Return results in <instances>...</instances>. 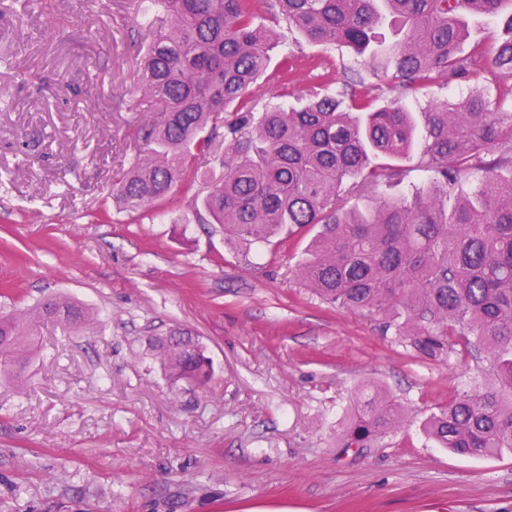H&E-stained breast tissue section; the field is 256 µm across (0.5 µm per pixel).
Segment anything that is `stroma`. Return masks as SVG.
I'll return each mask as SVG.
<instances>
[{"label": "stroma", "instance_id": "1", "mask_svg": "<svg viewBox=\"0 0 512 512\" xmlns=\"http://www.w3.org/2000/svg\"><path fill=\"white\" fill-rule=\"evenodd\" d=\"M137 0H30L0 12V312L47 298L91 308L40 323L0 371V512H512V453L461 458L422 421L481 383L466 337L433 358L380 320L330 308L295 274L306 238L263 257L198 223L195 194L116 211L112 179L154 120L130 96ZM288 102L315 85L302 44ZM198 336L204 386L171 384L148 337ZM403 409L369 448L336 433L365 385Z\"/></svg>", "mask_w": 512, "mask_h": 512}]
</instances>
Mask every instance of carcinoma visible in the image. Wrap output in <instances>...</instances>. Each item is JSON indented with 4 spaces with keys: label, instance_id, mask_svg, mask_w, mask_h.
I'll list each match as a JSON object with an SVG mask.
<instances>
[{
    "label": "carcinoma",
    "instance_id": "1",
    "mask_svg": "<svg viewBox=\"0 0 512 512\" xmlns=\"http://www.w3.org/2000/svg\"><path fill=\"white\" fill-rule=\"evenodd\" d=\"M503 14L497 47L461 48L466 17ZM386 25L392 43L379 32ZM143 27L133 93L159 117L140 129L142 147L113 185L115 206L147 211L195 183L197 159H207L221 174L203 180L201 223L248 249L315 227L298 274L323 301L384 320L398 342L430 357L451 348L455 333L473 337L488 383L430 414L423 430L460 456L512 452V112L503 108L512 84H498L512 77V0H151ZM280 28L326 49L350 48L373 72L393 70L404 92L452 83L477 90L429 103L419 124L401 98L379 105L378 87L359 71L332 66L308 104L290 109L288 57L265 76ZM411 156L419 183L400 164ZM474 174L478 182L463 192ZM382 186L405 191L347 204ZM87 317L77 303L46 299L25 317L0 315V341L19 360L37 322L76 329ZM147 351L174 383L213 374L194 338H156ZM400 417L371 386L355 398L339 441L368 448Z\"/></svg>",
    "mask_w": 512,
    "mask_h": 512
}]
</instances>
